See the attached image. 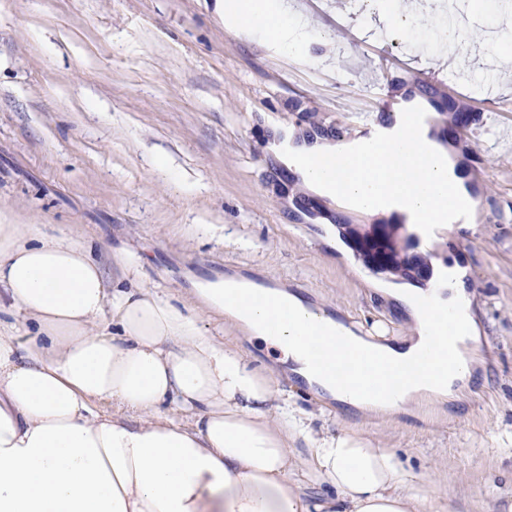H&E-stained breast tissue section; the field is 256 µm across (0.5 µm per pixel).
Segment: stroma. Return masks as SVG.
<instances>
[{
  "mask_svg": "<svg viewBox=\"0 0 512 512\" xmlns=\"http://www.w3.org/2000/svg\"><path fill=\"white\" fill-rule=\"evenodd\" d=\"M288 4L315 29L300 63L266 33L242 40L221 0H0V209L20 224L82 233L104 265L115 251L133 255L156 288L188 294L203 279L238 276L286 286L362 333L405 336L406 314L381 289L393 274L370 270L349 244L370 221L296 192L267 142L289 126L343 138L342 104L362 102L364 85L398 92L411 71L429 70L430 95L465 115L453 134L497 216L478 226L467 253L442 254L468 267L481 328L466 402L427 398L408 414L365 417L307 391L243 331L206 326L277 366L282 393L319 426L395 449L447 512H512V145L484 128L490 111L512 124V65L488 95L449 82L459 62L390 42L404 66L384 72L338 29L374 45L388 18L350 0ZM157 156L172 175L155 168ZM331 232L340 250L324 246Z\"/></svg>",
  "mask_w": 512,
  "mask_h": 512,
  "instance_id": "stroma-1",
  "label": "stroma"
}]
</instances>
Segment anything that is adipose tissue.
<instances>
[{"instance_id": "adipose-tissue-1", "label": "adipose tissue", "mask_w": 512, "mask_h": 512, "mask_svg": "<svg viewBox=\"0 0 512 512\" xmlns=\"http://www.w3.org/2000/svg\"><path fill=\"white\" fill-rule=\"evenodd\" d=\"M224 9L242 16L243 37L279 17L278 38L293 59L311 34L287 0H226ZM483 36L512 61V0H498ZM427 142L420 130L406 144L362 153L318 136L289 148L288 164L310 192L373 217L391 216L376 186L404 167L403 206L420 218L447 212L442 188L456 177L447 153L425 163ZM112 262L121 274L110 279L76 231L0 216V512H446L420 493V473L394 449L274 414L269 370L203 321L226 318L279 351L291 373L361 413L395 415L423 394L464 396L480 336L464 269L448 270L455 288L446 304L464 326L453 373L410 379L391 396L387 364L410 362L431 344L414 285L387 290L411 335L388 343L348 336L383 363L346 385L308 357L309 326L330 329L335 319L297 294L279 292L289 307L281 318L269 300L236 293L232 280L186 296L144 284L127 255ZM300 439L311 459L294 452ZM306 477L325 492L309 498Z\"/></svg>"}]
</instances>
